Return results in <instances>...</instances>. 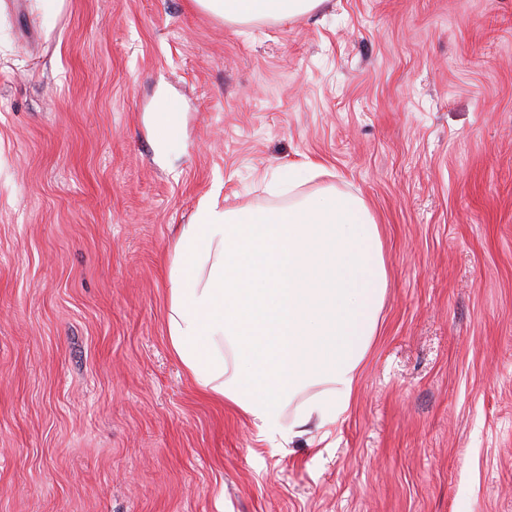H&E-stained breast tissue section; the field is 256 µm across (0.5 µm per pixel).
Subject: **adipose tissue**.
<instances>
[{"label": "adipose tissue", "instance_id": "ef3b65f1", "mask_svg": "<svg viewBox=\"0 0 512 512\" xmlns=\"http://www.w3.org/2000/svg\"><path fill=\"white\" fill-rule=\"evenodd\" d=\"M236 23L286 20L323 0H196ZM167 337L199 391L239 409L267 441L349 409L388 288L379 227L332 189L280 208L201 205L168 264ZM318 390L306 394L305 389Z\"/></svg>", "mask_w": 512, "mask_h": 512}]
</instances>
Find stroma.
<instances>
[{
    "mask_svg": "<svg viewBox=\"0 0 512 512\" xmlns=\"http://www.w3.org/2000/svg\"><path fill=\"white\" fill-rule=\"evenodd\" d=\"M324 189L388 289L350 409L282 448L172 356L166 266L205 200ZM0 512H512V0H0ZM324 0H196L211 14L236 23L286 20L315 11Z\"/></svg>",
    "mask_w": 512,
    "mask_h": 512,
    "instance_id": "obj_1",
    "label": "stroma"
}]
</instances>
